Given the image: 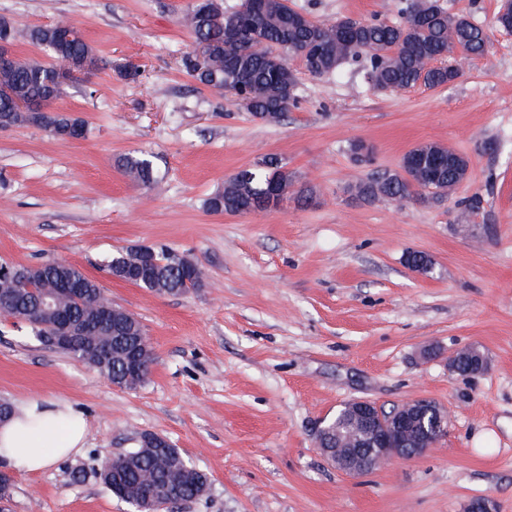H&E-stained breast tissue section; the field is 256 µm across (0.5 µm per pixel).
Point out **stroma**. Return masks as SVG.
Returning <instances> with one entry per match:
<instances>
[{"mask_svg": "<svg viewBox=\"0 0 512 512\" xmlns=\"http://www.w3.org/2000/svg\"><path fill=\"white\" fill-rule=\"evenodd\" d=\"M193 2L0 0L21 29L70 21L99 58L52 104L84 119V138L0 129V260L78 267L141 320L156 357L144 384L122 389L0 320V398L62 399L88 425L79 454L15 473L13 512H131L72 471L145 432L209 477L176 512H465L484 496L512 512V30L495 24L500 0H441L490 35L454 83L377 92L362 66L313 76L297 61L298 105L272 123L182 69ZM288 3L332 22L392 17L399 0ZM131 62L140 80L125 78ZM356 141L390 170L412 147L442 144L468 159L467 177L440 202L364 203L348 191L370 169L354 161ZM129 152L155 165L150 187L117 168ZM268 154L293 179L277 209L207 210L225 179ZM474 195L472 213L462 202ZM140 244L197 261L204 288L160 295L104 271ZM411 251L430 257L428 272L408 268ZM465 346L485 353V373L449 370ZM352 399L432 401L448 433L424 455L345 474L316 430Z\"/></svg>", "mask_w": 512, "mask_h": 512, "instance_id": "35a3bbf8", "label": "stroma"}]
</instances>
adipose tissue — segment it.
<instances>
[{
	"mask_svg": "<svg viewBox=\"0 0 512 512\" xmlns=\"http://www.w3.org/2000/svg\"><path fill=\"white\" fill-rule=\"evenodd\" d=\"M82 414L65 401L29 398L0 422V461L22 472L49 468L84 445Z\"/></svg>",
	"mask_w": 512,
	"mask_h": 512,
	"instance_id": "ef3b65f1",
	"label": "adipose tissue"
}]
</instances>
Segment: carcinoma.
<instances>
[{"label":"carcinoma","mask_w":512,"mask_h":512,"mask_svg":"<svg viewBox=\"0 0 512 512\" xmlns=\"http://www.w3.org/2000/svg\"><path fill=\"white\" fill-rule=\"evenodd\" d=\"M207 9L191 7L182 17L183 25L196 43L211 50V66L198 68L195 51L182 57V66L201 84L233 94L252 117L262 119L270 113L284 116L298 103L295 70L289 59L301 58L313 75L330 74L344 64L362 62L368 83L375 91H399L423 85L436 89L457 79L460 71L447 65H432L442 57L461 54L475 59L485 56L488 31L465 15H450L440 0H408L400 4L394 19L374 16L368 20L347 16L332 23L316 21L288 7L285 0H261L258 9L251 0H241L238 9L226 14L221 0H207ZM246 23L243 41H228L226 31L239 20ZM61 23L28 30V39L53 50ZM64 57L81 71V62L97 60L93 48L80 36L69 42ZM58 64L17 60L0 70V85L11 95L0 94V127L33 124L55 139L71 135L81 138L86 124L80 118L60 112H24L19 103L39 101L50 106L62 93L56 79ZM440 160L433 169L430 163ZM118 166L134 182L148 185L155 181L150 159L143 154L127 153L118 158ZM468 162L463 155L440 144H424L403 158L401 171L376 170L356 184L353 195L366 202H401L418 196L441 202L465 179ZM290 181L282 160L266 155L243 168L224 182V188L211 195L206 206L211 212L232 210L249 213L260 207L273 190ZM139 255L132 248L118 251L107 261L108 274L122 277L135 266ZM199 265L182 254L166 248L154 249L153 280L142 287L157 294L177 295L203 285V276H186V270ZM27 274L28 283L15 285V272ZM69 276L85 283L86 288L72 297L59 291L55 270L44 263L27 268L0 262V318L27 329L38 342L51 330L63 312L74 322L92 327L93 333L81 337L69 351L74 358L97 369L110 382L127 389L143 384L154 359L140 349L135 370H130L126 342L122 336L137 339L144 335L138 318L117 307L112 308L98 283L76 267H66ZM192 465L176 448H147L143 444L114 456L108 467H79L74 479L86 474H101L100 482L113 494L135 508L151 499L155 512H170L176 505L203 495L207 480L202 471L189 475Z\"/></svg>","instance_id":"obj_1"}]
</instances>
